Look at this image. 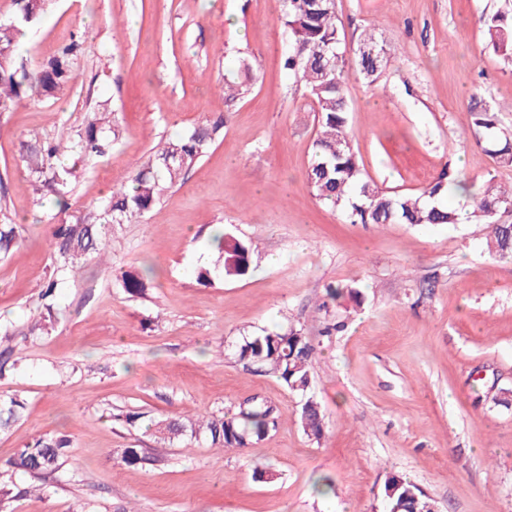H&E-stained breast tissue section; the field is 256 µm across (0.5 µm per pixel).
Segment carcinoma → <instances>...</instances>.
Masks as SVG:
<instances>
[{
  "instance_id": "obj_1",
  "label": "carcinoma",
  "mask_w": 512,
  "mask_h": 512,
  "mask_svg": "<svg viewBox=\"0 0 512 512\" xmlns=\"http://www.w3.org/2000/svg\"><path fill=\"white\" fill-rule=\"evenodd\" d=\"M281 19L291 42L283 54V66L304 85L317 112V133L307 181L313 195L322 203L340 209L352 224H456L460 213L442 204L452 189L472 200L470 217L486 225L490 253L512 259V224H496L493 215L512 208V189L488 183L480 193H470L460 182L448 180L442 173L415 197L383 190L363 178L352 145L348 126L347 83L350 73L373 83L387 67L393 53L372 33L359 40L354 62L343 49V34L336 14V0H283ZM15 11L0 20V112L12 105L41 97L55 98L72 84L74 65L83 43L73 40L42 62L36 69L17 53L21 29L35 26L46 12L49 0H13ZM488 45L512 63V10L497 11L483 17ZM255 74L252 66L239 64V76L224 83L227 99L245 96ZM472 128L476 143L483 146L497 163L512 168V139L498 132L497 112L475 100L471 105ZM107 104L100 103L88 113L77 142L64 144L35 137L25 141L23 161L42 191L61 196L76 178L77 166L105 154L118 141L122 131L110 119ZM218 126L194 131L159 142L148 160L137 166L131 184L112 189L92 223L60 224L57 239L61 265L39 293L40 313L32 330L48 332L54 322L55 291L58 278L79 270L87 262L108 263L105 243L110 224H132L148 213L166 191L175 187L184 174L197 165ZM213 243L219 253L217 272L225 278H238L253 269L251 244L231 234L219 233ZM19 246L17 225L0 223V255L6 256ZM150 270H126L121 285L131 295L147 288ZM349 296L359 303V292L351 287L330 284L326 296L336 301ZM313 346L308 337L296 330L253 336L240 346L238 356L260 365L292 392L302 397L298 418L304 433L319 439L324 431L320 403L310 395L309 369ZM24 404L16 398H0V432L10 430L22 417ZM277 426L274 409L263 403L239 408L236 413L186 416L180 420H159L155 433L170 443L202 439L216 448H241L265 438ZM71 440L66 436L34 439L17 453L9 468L21 470L33 478L58 470L69 457ZM433 501L414 483L399 475L389 476L384 484V512H431Z\"/></svg>"
}]
</instances>
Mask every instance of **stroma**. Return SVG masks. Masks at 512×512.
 <instances>
[{"label": "stroma", "mask_w": 512, "mask_h": 512, "mask_svg": "<svg viewBox=\"0 0 512 512\" xmlns=\"http://www.w3.org/2000/svg\"><path fill=\"white\" fill-rule=\"evenodd\" d=\"M512 0H336L346 56L374 30L398 60L375 84L350 79L349 126L365 178L421 194L441 172L479 190L512 185L474 138L469 106L495 107L512 135V63L487 46L483 15ZM282 0H53L19 42L37 67L79 36L85 52L70 91L0 113V219L21 245L0 257V326L22 356L0 369V397L22 420L0 435V465L44 434L74 453L14 512H381L384 483L414 482L438 512H512V261L490 253L484 225L350 223L307 182L314 104L282 69ZM250 92L226 100L240 61ZM106 103L122 136L89 162L64 196L37 191L22 160L30 133L77 141L86 113ZM224 125L199 164L139 223L117 224L111 266L69 274L50 333L33 336L42 282L59 265L54 224L98 214L114 185L164 138ZM252 244L248 275L200 284L215 266L214 233ZM154 267L130 296L118 268ZM357 289L321 311L328 284ZM327 302V301H326ZM344 328L322 335L326 315ZM302 330L315 351L311 392L325 415L320 439L297 416L299 397L239 360L245 337ZM276 408L264 440L224 451L172 445L112 421ZM154 462L128 466L123 449ZM273 472L255 479V470ZM333 491L321 495L323 484Z\"/></svg>", "instance_id": "35a3bbf8"}]
</instances>
